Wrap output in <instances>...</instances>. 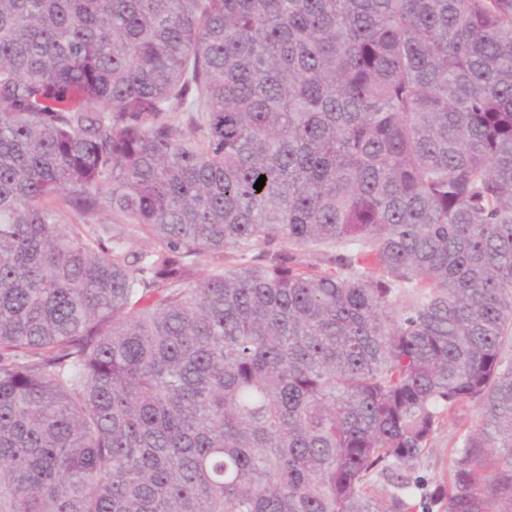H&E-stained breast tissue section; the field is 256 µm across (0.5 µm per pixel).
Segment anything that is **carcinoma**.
Segmentation results:
<instances>
[{"instance_id": "cac0c4a2", "label": "carcinoma", "mask_w": 512, "mask_h": 512, "mask_svg": "<svg viewBox=\"0 0 512 512\" xmlns=\"http://www.w3.org/2000/svg\"><path fill=\"white\" fill-rule=\"evenodd\" d=\"M464 404L512 512V0H0V512H412ZM292 264L297 266L315 265L321 269L331 267L326 258L331 253L322 251L318 247H301L288 249ZM442 426L433 434L415 476L418 487L413 489L418 512H445L441 504H431V497L439 483H448V467L456 442L464 434L478 433L483 428L480 409L474 405L458 406L442 414Z\"/></svg>"}]
</instances>
